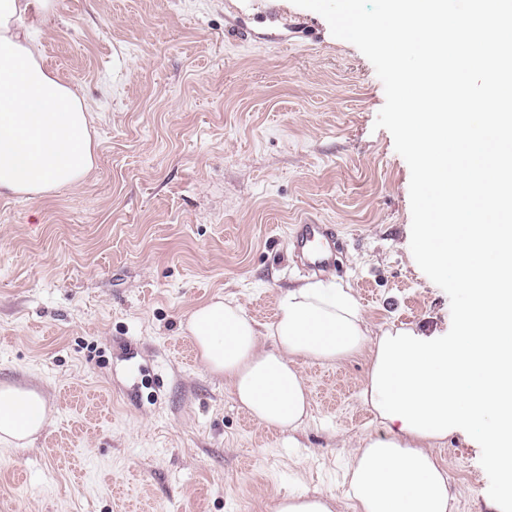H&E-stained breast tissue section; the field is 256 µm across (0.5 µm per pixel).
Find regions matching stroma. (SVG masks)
I'll return each mask as SVG.
<instances>
[{
    "label": "stroma",
    "mask_w": 512,
    "mask_h": 512,
    "mask_svg": "<svg viewBox=\"0 0 512 512\" xmlns=\"http://www.w3.org/2000/svg\"><path fill=\"white\" fill-rule=\"evenodd\" d=\"M93 117L96 167L36 200L0 197V383L38 390L35 440L0 447V512H271L334 494L381 433L359 401L368 360L299 363L294 432L258 425L185 330L215 296L271 323L306 281L294 224L344 242L326 279L372 328L446 334L450 301L409 257L410 169L375 128L372 63L292 0H57L25 19ZM437 455L452 512H495L480 451Z\"/></svg>",
    "instance_id": "35a3bbf8"
}]
</instances>
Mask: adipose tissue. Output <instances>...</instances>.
<instances>
[{"mask_svg": "<svg viewBox=\"0 0 512 512\" xmlns=\"http://www.w3.org/2000/svg\"><path fill=\"white\" fill-rule=\"evenodd\" d=\"M56 0H0V196L31 200L81 184L96 152L84 99L45 63L22 25L53 14ZM202 365L223 377L259 424L293 431L309 414V390L295 367L357 354L376 360L379 339L352 289L309 280L280 290L274 321L261 327L223 297L186 321ZM48 408L36 391L0 384V446L33 441ZM384 434L361 438L345 471L356 512H451L454 497L435 453L438 436L383 420Z\"/></svg>", "mask_w": 512, "mask_h": 512, "instance_id": "ef3b65f1", "label": "adipose tissue"}]
</instances>
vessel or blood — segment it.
Here are the masks:
<instances>
[{"instance_id": "1", "label": "vessel or blood", "mask_w": 512, "mask_h": 512, "mask_svg": "<svg viewBox=\"0 0 512 512\" xmlns=\"http://www.w3.org/2000/svg\"><path fill=\"white\" fill-rule=\"evenodd\" d=\"M288 243L297 265L318 274L335 266L340 250L339 236L328 224L293 225Z\"/></svg>"}]
</instances>
